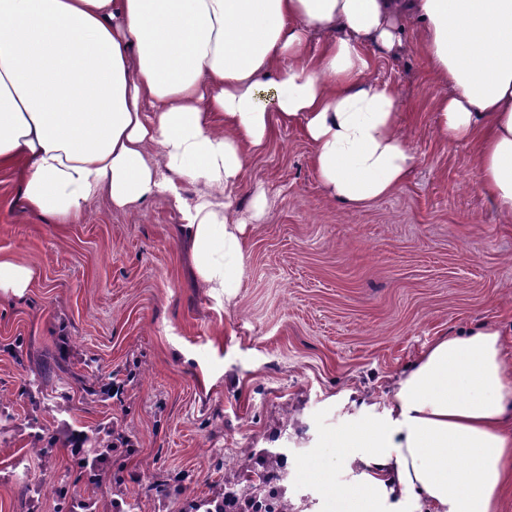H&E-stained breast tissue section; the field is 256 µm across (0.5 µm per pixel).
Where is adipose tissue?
<instances>
[{
    "mask_svg": "<svg viewBox=\"0 0 512 512\" xmlns=\"http://www.w3.org/2000/svg\"><path fill=\"white\" fill-rule=\"evenodd\" d=\"M411 15L441 89L435 135L472 146L479 191L511 223L512 0H0V174L54 224L170 195L201 287H238L233 193L275 128H301L345 208L409 178L398 93L373 71L403 50ZM330 445L359 474L336 512H499L512 483L500 331L436 341L380 416Z\"/></svg>",
    "mask_w": 512,
    "mask_h": 512,
    "instance_id": "1",
    "label": "adipose tissue"
}]
</instances>
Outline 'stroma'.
<instances>
[{
    "label": "stroma",
    "instance_id": "obj_1",
    "mask_svg": "<svg viewBox=\"0 0 512 512\" xmlns=\"http://www.w3.org/2000/svg\"><path fill=\"white\" fill-rule=\"evenodd\" d=\"M417 40L373 73L398 90L409 180L344 209L300 129H280L236 192L240 285L219 296L197 285L168 195L52 224L0 174V257L36 272L23 295L0 291V512H63L62 486L96 512L118 496L126 512H184L234 479L242 448L287 449L289 498L329 512L307 477L336 467L325 440L382 413L437 338L491 326L512 362V223L480 195L471 146L436 139L440 89ZM68 432L90 441L73 452ZM95 457L97 483L80 467ZM174 485L181 499L164 496Z\"/></svg>",
    "mask_w": 512,
    "mask_h": 512
}]
</instances>
